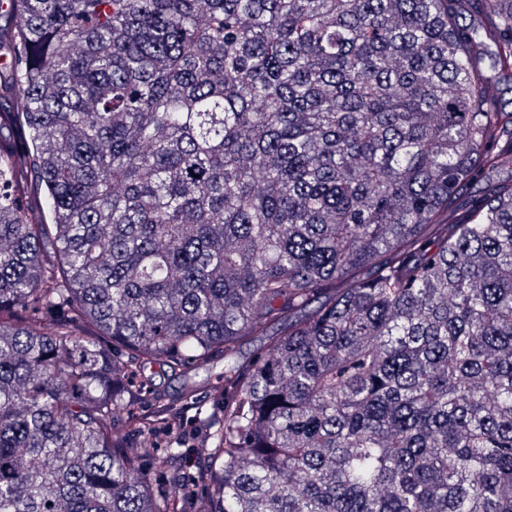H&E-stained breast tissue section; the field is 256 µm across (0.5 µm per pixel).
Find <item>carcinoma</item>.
I'll use <instances>...</instances> for the list:
<instances>
[{
  "label": "carcinoma",
  "instance_id": "carcinoma-1",
  "mask_svg": "<svg viewBox=\"0 0 512 512\" xmlns=\"http://www.w3.org/2000/svg\"><path fill=\"white\" fill-rule=\"evenodd\" d=\"M6 7L0 512H512V0ZM153 370L156 372V383L162 385L169 394L177 397L182 385L189 381L197 387V398L200 405L211 406L217 404L223 397V394L215 392L211 386L216 382V374L224 372V354L219 353L214 363L206 369L190 371L186 376L172 375L162 366L155 364Z\"/></svg>",
  "mask_w": 512,
  "mask_h": 512
}]
</instances>
